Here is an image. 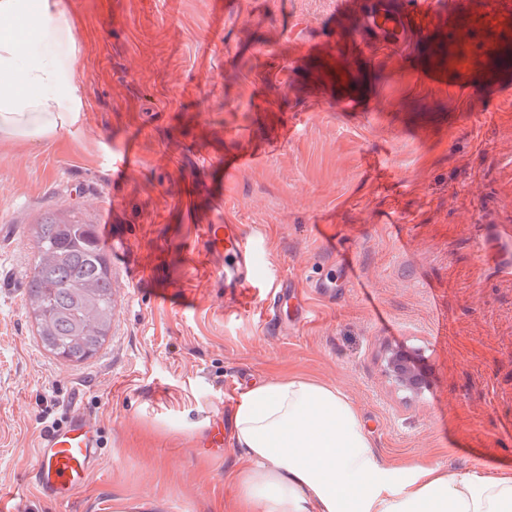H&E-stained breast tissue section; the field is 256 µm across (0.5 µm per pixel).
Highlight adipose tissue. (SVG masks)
I'll use <instances>...</instances> for the list:
<instances>
[{
	"instance_id": "adipose-tissue-1",
	"label": "adipose tissue",
	"mask_w": 512,
	"mask_h": 512,
	"mask_svg": "<svg viewBox=\"0 0 512 512\" xmlns=\"http://www.w3.org/2000/svg\"><path fill=\"white\" fill-rule=\"evenodd\" d=\"M76 33L64 0H0V139L52 138L77 122ZM233 435L238 512H512V468L387 465L353 403L300 377L243 393Z\"/></svg>"
}]
</instances>
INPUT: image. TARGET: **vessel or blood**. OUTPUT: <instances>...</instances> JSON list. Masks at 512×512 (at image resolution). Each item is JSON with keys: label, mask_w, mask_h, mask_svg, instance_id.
Here are the masks:
<instances>
[{"label": "vessel or blood", "mask_w": 512, "mask_h": 512, "mask_svg": "<svg viewBox=\"0 0 512 512\" xmlns=\"http://www.w3.org/2000/svg\"><path fill=\"white\" fill-rule=\"evenodd\" d=\"M415 16L408 0H367L356 24L361 41L400 49L416 37ZM204 244L224 258V278L243 284L253 275V250L236 225L203 224L186 241L187 252ZM97 439L80 408H72L66 424L46 432L40 440L38 465L32 482L46 498L69 503L85 484L95 463Z\"/></svg>", "instance_id": "obj_1"}]
</instances>
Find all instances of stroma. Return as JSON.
Returning <instances> with one entry per match:
<instances>
[{"label":"stroma","mask_w":512,"mask_h":512,"mask_svg":"<svg viewBox=\"0 0 512 512\" xmlns=\"http://www.w3.org/2000/svg\"><path fill=\"white\" fill-rule=\"evenodd\" d=\"M419 2L402 51L358 41L364 0H65L80 126L0 140V512H61L30 475L75 406L100 456L62 512H236L225 393L288 376L343 392L388 464L512 466V0ZM60 219L122 244L81 362L26 306L35 228ZM190 224L238 225L249 287L186 254ZM387 374L404 391L414 392L424 377L415 363V358L407 352L392 351L385 358Z\"/></svg>","instance_id":"stroma-1"}]
</instances>
